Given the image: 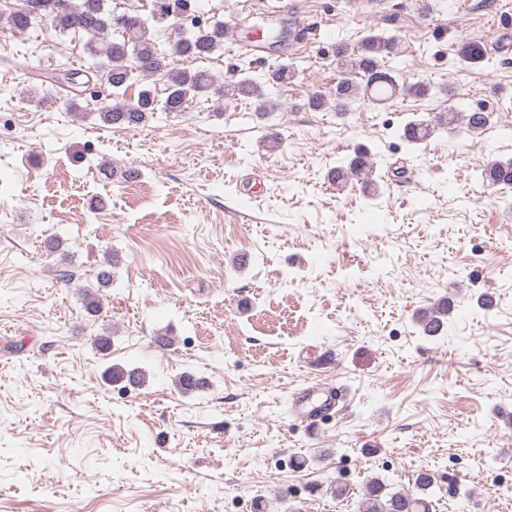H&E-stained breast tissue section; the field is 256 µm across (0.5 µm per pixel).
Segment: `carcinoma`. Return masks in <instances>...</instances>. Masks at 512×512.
<instances>
[{"mask_svg":"<svg viewBox=\"0 0 512 512\" xmlns=\"http://www.w3.org/2000/svg\"><path fill=\"white\" fill-rule=\"evenodd\" d=\"M106 0H21L20 7L9 15L10 27L25 33L31 29H44V20L51 21V29L58 32H82L87 36L85 44L88 54L98 60L96 66L100 81L110 87L109 93L98 107L97 120L105 126L139 128L145 126L156 112H184L193 103L213 97L217 101L227 96L247 100L254 111L265 115L270 111L268 89L284 87L294 77L293 65L278 63L268 70L266 79L258 81L250 76L219 81L202 69L184 66L188 58L206 59L224 46V22L206 19L191 23L189 17L199 11L197 0H151L150 14L116 13L105 10ZM170 22L178 29L177 41L168 49H161L153 39L154 25ZM397 37L379 34L366 36L358 50L350 53L344 47L336 49L340 71L345 77L336 82L331 96L336 111L345 113L349 104L360 91L370 97L385 101L398 95L421 96L429 92L422 83L409 84L383 70V58L396 49ZM360 74L366 78L364 86H358L349 74ZM85 74L71 70L67 72L66 87L75 93L69 103L70 111L79 117L84 107L78 102L81 94L76 92V83ZM158 78L165 82L167 94L162 100L155 89L146 84L133 102L124 98L129 82ZM464 123L467 130L478 131L490 122L486 112H441L428 121H410L405 124L403 138L410 144H420L437 127L455 126ZM373 172V163L367 153L360 152L351 159L349 166L338 168L333 176L338 184L353 179L368 180ZM482 178L494 185H512V160L495 161L483 169ZM116 256L109 255L96 275L97 293L87 292L90 301L86 310L94 314L101 309L100 291L111 278L110 267L117 264ZM450 303L443 300L431 312L422 316L420 327L427 336H435L444 328V317L448 316ZM432 486L429 473L420 472L415 480V490H390L380 480H372L365 489L359 512H432V501L426 492Z\"/></svg>","mask_w":512,"mask_h":512,"instance_id":"obj_1","label":"carcinoma"}]
</instances>
